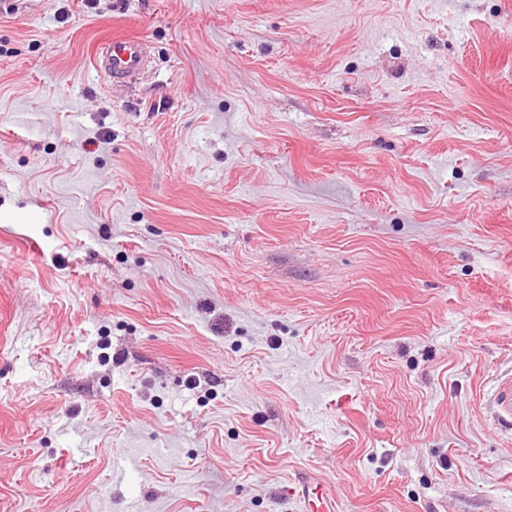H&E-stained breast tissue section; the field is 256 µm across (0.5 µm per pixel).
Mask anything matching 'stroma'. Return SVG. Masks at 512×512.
I'll return each mask as SVG.
<instances>
[{"instance_id": "35a3bbf8", "label": "stroma", "mask_w": 512, "mask_h": 512, "mask_svg": "<svg viewBox=\"0 0 512 512\" xmlns=\"http://www.w3.org/2000/svg\"><path fill=\"white\" fill-rule=\"evenodd\" d=\"M7 4L0 512H512V0ZM97 66L110 80L136 84L148 67V49L137 37H112L96 53ZM290 494L302 505L303 512H335L336 502L326 487L313 479H303L290 488Z\"/></svg>"}]
</instances>
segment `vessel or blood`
Here are the masks:
<instances>
[{"label": "vessel or blood", "instance_id": "obj_1", "mask_svg": "<svg viewBox=\"0 0 512 512\" xmlns=\"http://www.w3.org/2000/svg\"><path fill=\"white\" fill-rule=\"evenodd\" d=\"M97 66L110 80L136 84L148 67L146 44L136 37H113L102 43L96 54ZM303 512H336V502L317 480L304 479L290 488Z\"/></svg>", "mask_w": 512, "mask_h": 512}]
</instances>
